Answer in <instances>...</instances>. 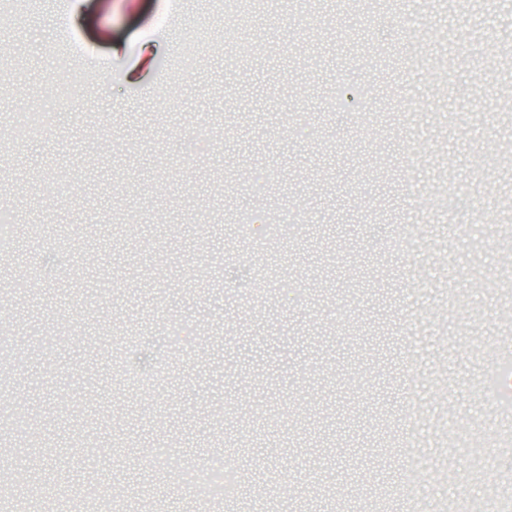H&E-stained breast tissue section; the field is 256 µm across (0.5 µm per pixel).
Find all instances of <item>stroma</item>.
Here are the masks:
<instances>
[{"mask_svg":"<svg viewBox=\"0 0 512 512\" xmlns=\"http://www.w3.org/2000/svg\"><path fill=\"white\" fill-rule=\"evenodd\" d=\"M171 2L86 0L76 20L56 0L0 6L16 61L0 68V201L41 229L0 253V275L40 268L0 299L36 345L0 373L40 426L42 481L194 512L208 490L179 475L221 455L247 481L226 512L275 483L295 485L289 504L313 492L312 512H369L375 490L393 512L512 498V370L488 369L492 342L512 345V13L408 0L370 24L321 0L314 22L266 0L242 34L224 0H181L163 38ZM63 27L94 72L12 141L72 66ZM146 44L153 66L126 83ZM136 211L116 239L113 215ZM134 371L148 389L124 383Z\"/></svg>","mask_w":512,"mask_h":512,"instance_id":"stroma-1","label":"stroma"}]
</instances>
